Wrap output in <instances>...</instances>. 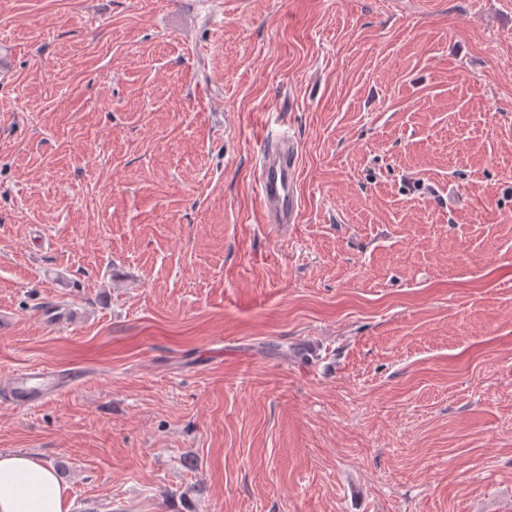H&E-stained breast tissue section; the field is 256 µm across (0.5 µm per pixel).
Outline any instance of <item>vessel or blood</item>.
<instances>
[{"label": "vessel or blood", "mask_w": 512, "mask_h": 512, "mask_svg": "<svg viewBox=\"0 0 512 512\" xmlns=\"http://www.w3.org/2000/svg\"><path fill=\"white\" fill-rule=\"evenodd\" d=\"M298 151L293 142H286L277 151L262 156L257 184L259 202L270 224H292L299 208L297 192ZM13 401L18 405L48 394L56 380L44 371L34 369L11 377Z\"/></svg>", "instance_id": "obj_1"}]
</instances>
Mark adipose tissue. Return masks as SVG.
I'll return each mask as SVG.
<instances>
[{
  "label": "adipose tissue",
  "mask_w": 512,
  "mask_h": 512,
  "mask_svg": "<svg viewBox=\"0 0 512 512\" xmlns=\"http://www.w3.org/2000/svg\"><path fill=\"white\" fill-rule=\"evenodd\" d=\"M55 468L25 452L0 453V512H71Z\"/></svg>",
  "instance_id": "ef3b65f1"
}]
</instances>
